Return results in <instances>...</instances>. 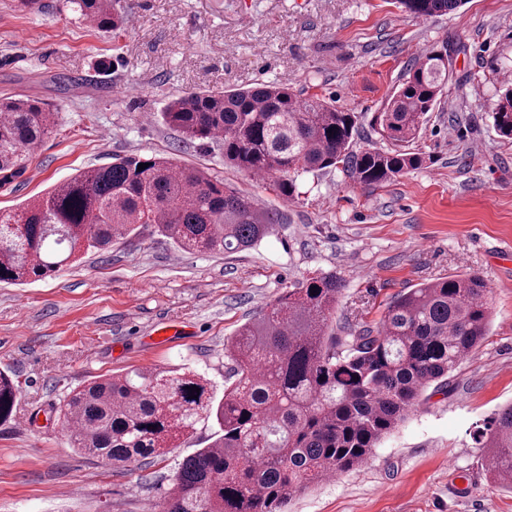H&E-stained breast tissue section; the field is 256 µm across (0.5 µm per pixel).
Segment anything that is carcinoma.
I'll return each mask as SVG.
<instances>
[{
  "mask_svg": "<svg viewBox=\"0 0 512 512\" xmlns=\"http://www.w3.org/2000/svg\"><path fill=\"white\" fill-rule=\"evenodd\" d=\"M465 0H395L412 18L460 8ZM62 9L103 33L128 28L113 0H63ZM450 78L448 55L428 50L407 70L371 128L387 147L355 148L362 116L318 95L260 83L191 91L158 113L190 140L224 148V161L299 195L304 173L342 170L357 184L387 183L422 164L410 151ZM497 135L512 141V82L492 110ZM57 125V112L20 97L0 99V172L21 169ZM148 167L138 169V164ZM283 223L279 211L198 167L164 156L117 157L0 211V282L25 284L101 251L152 224L182 251L256 246ZM317 294H310V289ZM340 283L314 275L241 325L226 347L234 367L216 399L193 371L137 369L96 379L58 408L74 447L112 465L163 458L199 423L213 440L186 457L161 512H283L309 484L364 463L405 421L430 387L442 388L487 336L488 286L477 274L422 283L392 300L375 327L331 332ZM200 389L198 398L191 389ZM18 385L0 371V422ZM487 471L512 486V405L483 435Z\"/></svg>",
  "mask_w": 512,
  "mask_h": 512,
  "instance_id": "obj_1",
  "label": "carcinoma"
}]
</instances>
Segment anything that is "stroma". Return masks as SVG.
<instances>
[{
	"instance_id": "1",
	"label": "stroma",
	"mask_w": 512,
	"mask_h": 512,
	"mask_svg": "<svg viewBox=\"0 0 512 512\" xmlns=\"http://www.w3.org/2000/svg\"><path fill=\"white\" fill-rule=\"evenodd\" d=\"M0 0V97L59 107V124L25 167L0 178V210L116 156L163 155L208 168L281 211L253 248L183 252L145 226L105 252L25 285L0 282V369L21 385L0 422V512H159L182 460L126 467L77 452L57 408L75 388L137 368H188L223 394L224 345L288 288L333 272L337 333L376 326L389 302L442 277L481 274L491 325L481 345L356 468L310 485L285 512H512L479 439L512 403V143L491 112L512 76V0L405 17L393 0H115L131 20L107 37L55 10ZM447 52L452 80L415 144L423 164L366 187L342 171L305 174L294 201L272 181L225 165L224 150L156 121L191 91L274 82L362 113L369 124L424 51Z\"/></svg>"
}]
</instances>
